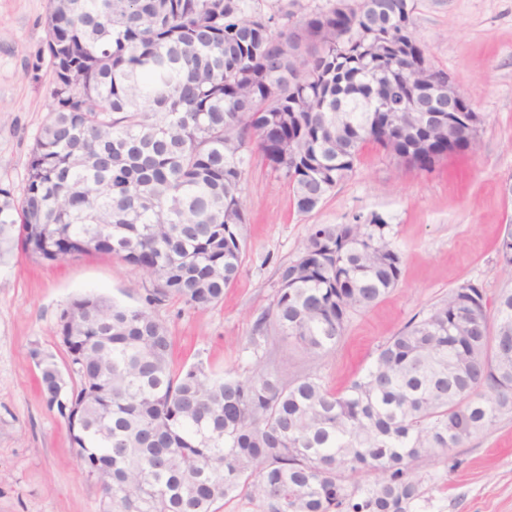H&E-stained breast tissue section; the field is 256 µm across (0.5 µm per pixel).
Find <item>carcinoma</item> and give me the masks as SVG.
<instances>
[{
	"mask_svg": "<svg viewBox=\"0 0 512 512\" xmlns=\"http://www.w3.org/2000/svg\"><path fill=\"white\" fill-rule=\"evenodd\" d=\"M264 0H49L54 106L20 200L0 188V251L44 261L115 255L157 288L137 306L72 302L57 336L67 383L36 349L42 392L66 418L83 467L112 481L99 512H411L413 464L512 413V289L464 282L378 346L343 392L315 371L259 366L218 377L175 368L153 307L224 297L246 241L242 182L256 148L310 213L368 144L430 172L477 151L478 112H374L400 99L425 54L414 0H334L297 22ZM499 272L512 277V228ZM392 225L376 212L316 224L279 265L250 345L310 356L336 347L352 313L398 286ZM374 476L368 488L346 485Z\"/></svg>",
	"mask_w": 512,
	"mask_h": 512,
	"instance_id": "cac0c4a2",
	"label": "carcinoma"
}]
</instances>
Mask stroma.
Wrapping results in <instances>:
<instances>
[{
	"label": "stroma",
	"instance_id": "1",
	"mask_svg": "<svg viewBox=\"0 0 512 512\" xmlns=\"http://www.w3.org/2000/svg\"><path fill=\"white\" fill-rule=\"evenodd\" d=\"M48 0H0V187L21 196L34 137L52 107L45 50ZM415 31L434 67L468 96L484 122L479 149L427 173L398 166L366 147L352 175L313 212H298L283 181L252 154L243 182L247 245L224 299L197 309L170 300L156 309L173 342L175 365L203 362L220 373L251 374L248 343L277 291V267L292 260L312 225L350 224L381 213L402 255L397 288L353 313L327 355L277 346L278 366L318 371L344 389L373 361L378 345L418 314L471 281L495 297L506 286L496 247L512 225V0H415ZM149 286L132 265L103 254L60 261L20 250L0 253V512H99L100 487L82 467L65 419L39 386L32 349L67 359L56 335L75 299L141 303ZM459 465L416 462L423 494L413 512H512V414L457 451Z\"/></svg>",
	"mask_w": 512,
	"mask_h": 512
}]
</instances>
